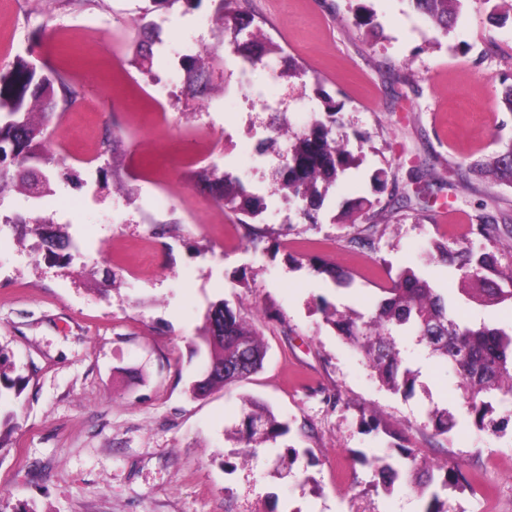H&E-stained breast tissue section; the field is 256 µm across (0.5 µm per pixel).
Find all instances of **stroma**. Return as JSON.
I'll use <instances>...</instances> for the list:
<instances>
[{
  "label": "stroma",
  "instance_id": "1",
  "mask_svg": "<svg viewBox=\"0 0 512 512\" xmlns=\"http://www.w3.org/2000/svg\"><path fill=\"white\" fill-rule=\"evenodd\" d=\"M147 4L0 7V63L32 54L37 66L67 75L79 102L96 103L93 137L64 146L61 127L52 128L51 151L79 181L58 184L41 214L72 247L51 252L36 235L0 233V345L14 374L29 380L0 448V512H424L427 500L414 490L373 486L375 456L400 445L460 466L467 482L442 491L447 512H512V397L498 399L501 432L478 430L456 376L420 351L412 360L421 388L409 398L392 393L320 310L368 311L410 267L447 294L459 321L512 326V305L467 301L447 268L425 264L432 242L467 233L479 204L512 215V187L488 177L460 185L454 176L457 164L512 141V114L499 102L512 83V0H462L446 36L407 0H240L281 48L247 70L215 46L210 0L188 14L178 5L160 19L166 53L149 74L132 64L130 43L117 48L110 38ZM361 4L375 29L356 25ZM186 43L216 47L224 59L205 107L181 91ZM292 62L302 77H285ZM155 73L171 80L173 119L162 130L144 121ZM325 93L342 106L337 132L356 163L329 186L312 224L279 189L287 154L268 122L283 112L303 131L322 119ZM197 128L210 139L194 136ZM111 134L124 139L115 173L84 159ZM211 142L226 150L224 170L265 200L259 245L236 215L209 204L196 170H171L178 197L169 202L141 186L142 162L194 156ZM428 157L427 207L391 212V189L412 196L426 187ZM379 169L388 189L373 181ZM119 179L130 194L117 196ZM185 194L208 204L193 224ZM361 197L381 214L372 251L349 244L366 227L350 218ZM322 263L348 273L351 285H334L318 272ZM219 300L253 322L267 355L248 380L195 399L186 387L205 356L192 340ZM249 399L289 427L255 457L241 456L233 437ZM436 406L458 419L438 437L427 425ZM370 411L378 430L362 422Z\"/></svg>",
  "mask_w": 512,
  "mask_h": 512
}]
</instances>
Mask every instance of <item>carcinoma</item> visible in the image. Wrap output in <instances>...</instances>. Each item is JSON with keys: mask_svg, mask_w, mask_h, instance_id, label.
Segmentation results:
<instances>
[{"mask_svg": "<svg viewBox=\"0 0 512 512\" xmlns=\"http://www.w3.org/2000/svg\"><path fill=\"white\" fill-rule=\"evenodd\" d=\"M200 2L149 0L146 13L169 10L178 4L190 11ZM214 2L224 45L247 65L255 66L266 57L281 53L275 43L257 39L252 30L254 18L238 10L235 0ZM408 2L416 13L446 35L457 18L461 0ZM134 30L140 36L136 57L145 67L152 63L153 47L163 45L159 26L143 16L134 22ZM182 64L187 72L185 91L193 97L208 89L216 71H224L222 59L204 66L200 59L191 57ZM77 95V89L64 75L39 68L23 55L0 64V200L4 198L5 188L13 186L26 197L41 201L52 194L54 181L71 178L66 162L48 150L47 137L59 107L73 103ZM322 99L326 120L296 136L288 149L289 160L281 183L288 197L303 203L300 213L312 224L317 223L314 211L323 202L319 184L328 186L336 182L355 162L347 144L333 135L340 105L325 94ZM121 147V138L108 137L103 140L100 156L113 167ZM210 175L208 185L215 204L250 219L266 209L264 199L249 192L238 177L228 173L219 175L214 170ZM472 175H489L512 186V142L457 170L460 182ZM0 220L17 228L50 223V219L32 212L5 215ZM469 234L502 244L503 252L512 256L511 216L485 212L478 216V223L470 225ZM428 260L457 273L470 298L486 304L512 302V261L506 269H501L496 254L474 251L472 239L436 242ZM503 281L511 289L504 290ZM387 294L367 313L325 307L326 322L368 363L381 386L404 397L414 394L419 378V371L412 369L405 358V342L412 340L428 356L444 362L455 373L461 397L475 425L481 429L493 428L492 399L499 394L512 395V330L484 323H459L430 280L411 269L393 280ZM197 339V347L206 349L207 364L224 367V373L193 381L189 387L193 397L249 379L261 368L266 354L259 333L223 300L208 307ZM10 368V356L0 347V400L8 398L10 392L17 397L23 390V378L10 377L7 373ZM428 424L433 435L442 436L455 427L456 420L448 409L434 408L428 413ZM287 431V424L278 421L268 405L247 400L240 430L245 447L254 451ZM399 453L409 461L407 466L389 463L384 456L376 457L380 486L387 493L397 486L412 488L420 496L429 497L424 512H446L439 490L459 482L463 477L459 466L445 463L435 467L419 462L410 448L401 447Z\"/></svg>", "mask_w": 512, "mask_h": 512, "instance_id": "carcinoma-1", "label": "carcinoma"}]
</instances>
